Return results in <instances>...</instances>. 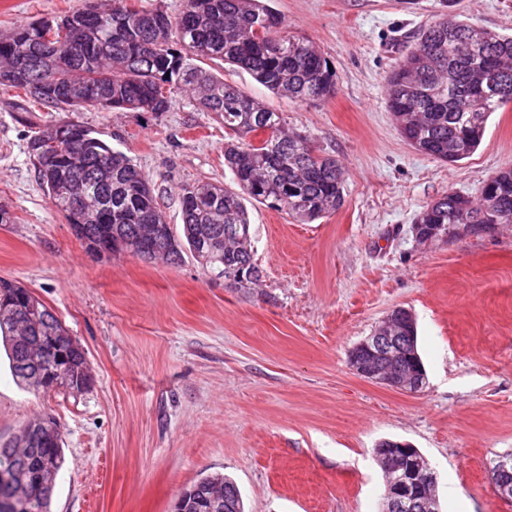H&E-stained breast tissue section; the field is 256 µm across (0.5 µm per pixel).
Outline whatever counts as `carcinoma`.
<instances>
[{
	"mask_svg": "<svg viewBox=\"0 0 512 512\" xmlns=\"http://www.w3.org/2000/svg\"><path fill=\"white\" fill-rule=\"evenodd\" d=\"M112 0V11L89 5L48 23L18 26L0 36V71L19 67L30 81L19 83L32 106L72 112L133 110L166 112L181 89L198 91L197 105L216 114L233 138L224 163L235 187L198 182L179 190L182 231L165 223L158 196L134 161L98 133L82 127L84 139L53 141L48 128L31 141L48 144L32 153L37 181L58 211L69 216L75 199L89 220L74 231L93 249L112 238V253L131 251L170 264L188 252L204 271L234 285L253 283L247 203L284 207L301 223L339 209L344 171L337 160L316 152L308 140L285 128L282 114L266 107L215 73L198 65L224 60L247 70L273 92L298 102L321 101L335 93L336 74L311 40L288 32L282 17L263 0H182L171 16L158 9L130 8ZM63 25L68 45L54 49L39 26ZM496 64L493 82L482 72ZM168 87L167 96L156 95ZM388 106L402 136L418 151L453 164L480 145L490 114L512 102V35L457 17H439L420 33L419 47L387 78ZM484 224H512V166L500 169L473 199L448 193L433 201L417 223L436 235L464 224L474 210ZM0 341L17 383L36 396L80 393L90 374L83 348L58 318L19 284L0 279ZM391 336H417L416 325L394 317ZM46 413L0 442V512H51L57 476L64 465L61 425L49 433ZM389 478L395 449H376ZM187 512H243L234 481L220 473L195 482ZM423 488L400 512H435Z\"/></svg>",
	"mask_w": 512,
	"mask_h": 512,
	"instance_id": "1",
	"label": "carcinoma"
}]
</instances>
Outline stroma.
I'll list each match as a JSON object with an SVG mask.
<instances>
[{"instance_id": "1", "label": "stroma", "mask_w": 512, "mask_h": 512, "mask_svg": "<svg viewBox=\"0 0 512 512\" xmlns=\"http://www.w3.org/2000/svg\"><path fill=\"white\" fill-rule=\"evenodd\" d=\"M85 0H0V33L55 20ZM315 42L336 92L300 103L245 70L207 67L280 112L345 172L344 204L312 224L249 208L260 280L232 286L191 255L178 264L89 251L35 178V131L72 119L132 157L181 230L180 186L233 185L222 120L178 92L151 112L22 111L0 86V278L38 296L87 353L92 386L37 397L0 350V437L55 414L65 464L52 512H173L207 474L238 485L244 512H381L384 439L418 448L441 512H512L490 457L512 452V224L456 226L416 243L433 200L479 197L512 165V103L468 158L445 164L401 136L386 77L443 15L512 34V0H271ZM416 319L427 373L405 394L356 375L350 351L395 308Z\"/></svg>"}]
</instances>
